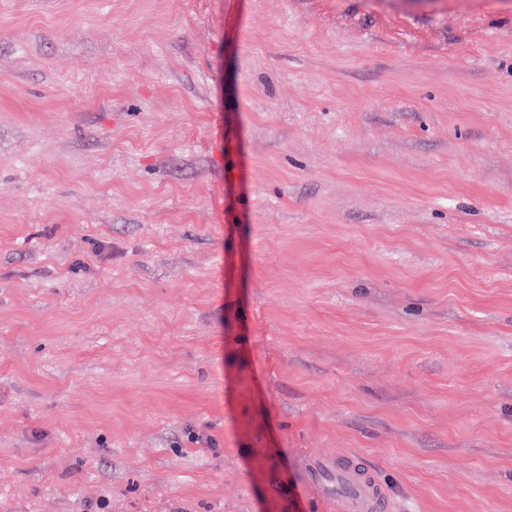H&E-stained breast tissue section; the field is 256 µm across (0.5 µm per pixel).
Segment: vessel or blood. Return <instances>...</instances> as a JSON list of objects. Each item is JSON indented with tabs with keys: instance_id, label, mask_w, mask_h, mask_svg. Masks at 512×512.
I'll list each match as a JSON object with an SVG mask.
<instances>
[{
	"instance_id": "b4317fda",
	"label": "vessel or blood",
	"mask_w": 512,
	"mask_h": 512,
	"mask_svg": "<svg viewBox=\"0 0 512 512\" xmlns=\"http://www.w3.org/2000/svg\"><path fill=\"white\" fill-rule=\"evenodd\" d=\"M309 472L320 493L335 501L337 512H386V494L368 465L340 457H314Z\"/></svg>"
}]
</instances>
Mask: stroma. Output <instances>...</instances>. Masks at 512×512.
I'll list each match as a JSON object with an SVG mask.
<instances>
[{
  "label": "stroma",
  "instance_id": "obj_1",
  "mask_svg": "<svg viewBox=\"0 0 512 512\" xmlns=\"http://www.w3.org/2000/svg\"><path fill=\"white\" fill-rule=\"evenodd\" d=\"M512 512V0H0V512ZM309 472L320 493L336 501L338 512H382L388 508L372 469L342 457H313Z\"/></svg>",
  "mask_w": 512,
  "mask_h": 512
}]
</instances>
